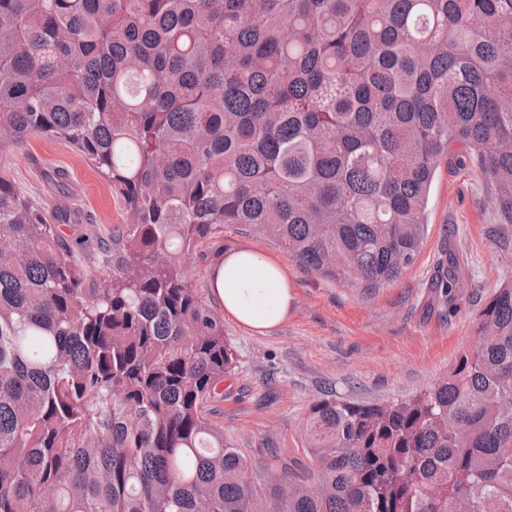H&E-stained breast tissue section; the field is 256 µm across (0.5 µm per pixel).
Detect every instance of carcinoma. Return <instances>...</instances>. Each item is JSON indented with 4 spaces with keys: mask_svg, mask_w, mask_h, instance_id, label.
Instances as JSON below:
<instances>
[{
    "mask_svg": "<svg viewBox=\"0 0 512 512\" xmlns=\"http://www.w3.org/2000/svg\"><path fill=\"white\" fill-rule=\"evenodd\" d=\"M35 133L131 222L80 258L77 217L0 177V512H512L511 282L429 389L313 402L311 481L258 494L209 418L237 358L188 270L242 224L377 289L444 159L512 226V0H0V147ZM462 286L450 252L436 287Z\"/></svg>",
    "mask_w": 512,
    "mask_h": 512,
    "instance_id": "cac0c4a2",
    "label": "carcinoma"
}]
</instances>
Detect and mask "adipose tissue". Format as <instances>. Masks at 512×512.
I'll use <instances>...</instances> for the list:
<instances>
[{
  "instance_id": "adipose-tissue-1",
  "label": "adipose tissue",
  "mask_w": 512,
  "mask_h": 512,
  "mask_svg": "<svg viewBox=\"0 0 512 512\" xmlns=\"http://www.w3.org/2000/svg\"><path fill=\"white\" fill-rule=\"evenodd\" d=\"M210 286L227 316L259 333L284 319L292 299L282 266L254 250L227 252L213 267Z\"/></svg>"
}]
</instances>
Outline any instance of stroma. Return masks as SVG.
<instances>
[{"label": "stroma", "instance_id": "35a3bbf8", "mask_svg": "<svg viewBox=\"0 0 512 512\" xmlns=\"http://www.w3.org/2000/svg\"><path fill=\"white\" fill-rule=\"evenodd\" d=\"M55 169L67 172L64 184L49 179ZM0 175L38 206L77 210L80 222L60 225L59 233L83 251L130 221L105 178L77 151L46 136L1 147ZM488 196L477 166L441 164L417 259L396 281L373 291L307 271L277 242L240 224L225 225L194 256L191 283L219 315L224 306L211 293L209 270L222 253L254 248L288 273L292 301L280 324L257 333L225 318L237 367L209 405L226 442L252 461L256 488L284 471L296 481L308 476L313 461L303 422L325 392L356 401L407 399L431 387L472 347L476 315L503 282L512 281V250H501L492 236L500 224ZM452 252L460 258L465 287L449 305L434 282Z\"/></svg>", "mask_w": 512, "mask_h": 512}]
</instances>
